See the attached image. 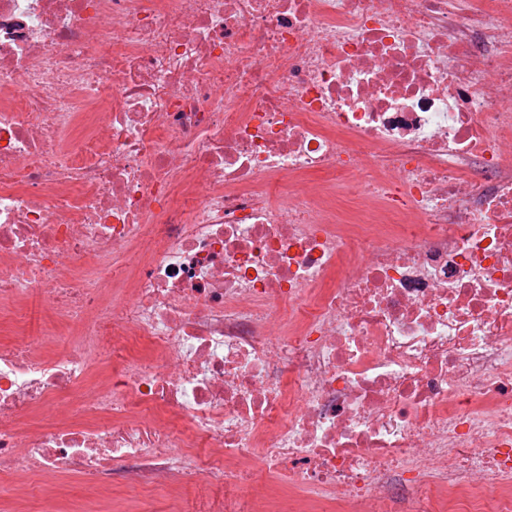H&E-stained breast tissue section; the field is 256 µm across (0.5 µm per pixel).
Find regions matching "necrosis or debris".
I'll return each instance as SVG.
<instances>
[{
    "mask_svg": "<svg viewBox=\"0 0 512 512\" xmlns=\"http://www.w3.org/2000/svg\"><path fill=\"white\" fill-rule=\"evenodd\" d=\"M512 512V0H0V478L30 512Z\"/></svg>",
    "mask_w": 512,
    "mask_h": 512,
    "instance_id": "1",
    "label": "necrosis or debris"
}]
</instances>
